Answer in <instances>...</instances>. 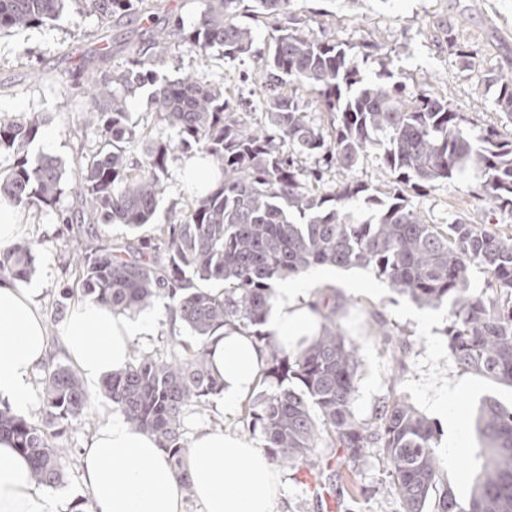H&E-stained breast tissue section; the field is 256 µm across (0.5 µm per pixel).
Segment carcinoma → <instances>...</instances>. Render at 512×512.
<instances>
[{"label": "carcinoma", "instance_id": "cac0c4a2", "mask_svg": "<svg viewBox=\"0 0 512 512\" xmlns=\"http://www.w3.org/2000/svg\"><path fill=\"white\" fill-rule=\"evenodd\" d=\"M86 4L106 19L133 10L138 0H0V32L57 20L68 2ZM242 0H198L197 25L184 36L196 56L214 49L234 59L251 52L252 30L236 21ZM293 0H252V11L272 22L260 75L263 122L253 127L242 103L221 87L192 77L160 81L150 66L164 52L167 32L157 31L150 51H135L131 66L103 82L88 83L87 116L101 130V151L80 165L73 211L87 224L153 223L166 189L169 155L197 152L219 170L218 184L192 200L179 224L155 225V236L86 248L79 266L82 294L126 314L163 300L192 337L167 353L134 349L131 363L103 383L112 410L131 427L155 436L170 454L185 494L192 483L182 470L188 447L185 419L223 388L208 357L209 339L224 328L247 333L265 348L259 372L263 390L248 404L249 430L278 467L298 466L315 479L312 496L333 488L334 463L352 465L370 449L384 450L392 489L402 512H512V408L486 397L477 409L482 463L470 497L457 498L441 478L439 434L431 419L394 393L374 420L354 411L359 353L336 325V309L311 308L322 321L318 335L285 350L261 326L275 284L319 266L364 268L389 281L421 306L450 308L448 356L457 368L512 387V235L457 217L434 224L405 196L408 185L448 183L466 173L512 219V139L492 126L478 127L451 103L406 84L387 69L385 47L367 55L385 65L365 82L341 43L320 40L280 19ZM448 48L468 70L475 54L448 37ZM154 89L146 109L174 133L152 142L130 162L134 142L127 97L145 84ZM315 95L330 114L328 129L308 122L299 98L285 88ZM496 110L512 123V77L497 80ZM43 126L40 113L0 122V153L16 159L0 175V201L53 206L63 193L60 159L26 148ZM288 151H283V147ZM391 179L378 188L361 181L317 185L321 171L302 173L293 155L314 157L352 171L368 150ZM373 209L365 220L352 207ZM491 275L495 296L469 288L472 268ZM34 271L29 243L0 249V276L25 281ZM46 420L36 425L0 404V437L33 462V478L53 486L65 475L67 449L55 445L56 425L86 417L91 397L77 374L58 364L45 375ZM330 452L325 453L323 449Z\"/></svg>", "mask_w": 512, "mask_h": 512}]
</instances>
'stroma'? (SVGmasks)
Listing matches in <instances>:
<instances>
[{"mask_svg": "<svg viewBox=\"0 0 512 512\" xmlns=\"http://www.w3.org/2000/svg\"><path fill=\"white\" fill-rule=\"evenodd\" d=\"M198 16L197 0H145L142 10L103 20L89 9L70 4L56 21L0 35V118L17 120L30 112L42 113L44 130L53 132V148L36 139L30 155L50 151L64 164V193L58 208L27 207L22 242L35 248V272L28 281L39 291L40 308L49 331V356L31 379L32 402L24 416L41 423L45 416L42 382L48 370L63 362L56 311L58 291L74 284L77 275L73 256L82 244L58 219L59 209L70 208L77 183L78 165L98 153L103 144L99 132L84 121L88 79L108 78L126 69L135 50L149 48L158 29L180 20L191 31ZM237 19L254 30L250 54L226 60L213 53L202 60L171 36L162 61L154 66L159 78L177 80L194 77L224 88L226 96L246 102L253 120H260L261 105L256 86L267 55L268 29L254 19L247 6H240ZM447 21L459 45L478 49V72L463 70L437 32L439 21ZM288 25L308 29L319 39L347 44L362 78L376 80L379 60L365 57L363 44L375 41L385 46L391 69L413 91L426 90L448 99L454 109L473 117L478 125L499 127L512 135V123L504 124L495 112V88L478 81V74L512 76V0H294ZM148 88L138 89L129 99V124L138 138L167 141L172 131L159 124L146 110ZM187 157L174 153L168 162L167 189L162 195L156 222L179 223L194 194L179 178ZM409 198L419 211L437 224L450 216L466 222L512 233V220L498 224L488 200L478 190V178L467 174L452 182L412 190ZM369 290L354 294L337 282L316 284L312 300L327 299L336 307V323L352 336L359 352V380L355 411L371 418L374 410L397 393L421 413L434 417L440 431L438 453L443 475L452 486L472 484L468 470L478 450L474 432L476 409L487 396L512 405V388L462 372L448 357L447 329L451 316L447 307H421L391 287L387 280L371 278ZM448 382L449 415H459L461 431H454L447 417L435 416L427 397L431 380ZM221 397L190 414L187 433L198 427H222L248 433L244 410L234 417L222 411ZM111 412V403L95 395L90 422L71 421L61 427L55 444L69 449L66 476L57 485L63 512L88 499L83 485L79 451L93 432L92 426ZM251 443L258 436L249 435ZM280 493L277 512H324L318 507L298 470H279ZM387 460L380 449H372L364 461L346 465L336 473L334 499L337 512H402L401 502L389 485Z\"/></svg>", "mask_w": 512, "mask_h": 512, "instance_id": "35a3bbf8", "label": "stroma"}]
</instances>
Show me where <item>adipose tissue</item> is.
I'll list each match as a JSON object with an SVG mask.
<instances>
[{"label":"adipose tissue","mask_w":512,"mask_h":512,"mask_svg":"<svg viewBox=\"0 0 512 512\" xmlns=\"http://www.w3.org/2000/svg\"><path fill=\"white\" fill-rule=\"evenodd\" d=\"M313 278L288 279L274 290L265 331L282 347L315 336L318 316L309 306ZM37 289L0 277V400L19 410L31 399V379L48 351V326ZM152 313L122 315L86 299L59 325L63 348L89 391L131 361L135 341L151 335ZM213 373L224 383L225 414L252 392L263 361L252 337L228 331L209 342ZM90 512H184L182 484L154 436L112 413L79 455ZM184 468L203 512H276L274 466L261 449L222 428H201L184 454ZM0 512H59L57 499L33 478V463L0 438Z\"/></svg>","instance_id":"1"}]
</instances>
